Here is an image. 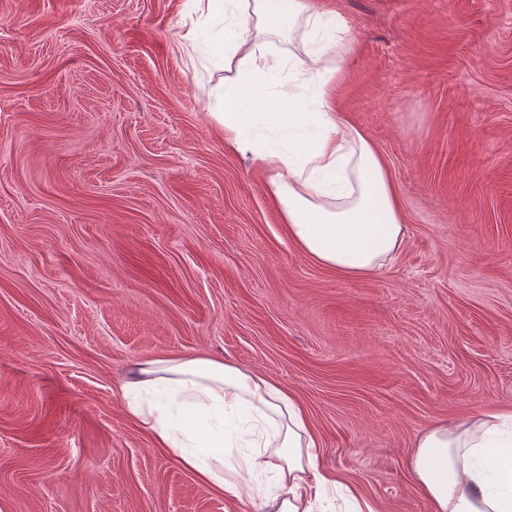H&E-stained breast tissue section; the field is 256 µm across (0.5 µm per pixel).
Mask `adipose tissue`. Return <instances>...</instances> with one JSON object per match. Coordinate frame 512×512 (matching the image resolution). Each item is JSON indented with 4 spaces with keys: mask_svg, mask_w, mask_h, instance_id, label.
<instances>
[{
    "mask_svg": "<svg viewBox=\"0 0 512 512\" xmlns=\"http://www.w3.org/2000/svg\"><path fill=\"white\" fill-rule=\"evenodd\" d=\"M198 11H230L239 21L224 44V94L213 116L224 145L253 153L270 204L295 246L343 276L381 268L404 243L403 211L373 141L332 102V87L353 50L346 25L328 48L285 56L275 38L317 28L312 0H193ZM289 71L281 98L262 87ZM320 89L318 105L295 92L301 76ZM288 135L287 147L259 140V126ZM128 410L158 447L230 502L260 494V472L278 475L276 512H318L336 486L322 469L321 442L296 398L269 378L209 357L145 363L121 387ZM410 468L430 512H512V409L419 435Z\"/></svg>",
    "mask_w": 512,
    "mask_h": 512,
    "instance_id": "obj_1",
    "label": "adipose tissue"
}]
</instances>
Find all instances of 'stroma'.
<instances>
[{
    "label": "stroma",
    "instance_id": "1",
    "mask_svg": "<svg viewBox=\"0 0 512 512\" xmlns=\"http://www.w3.org/2000/svg\"><path fill=\"white\" fill-rule=\"evenodd\" d=\"M315 2L402 201L361 277L298 250L225 148L230 16L193 46L187 0H0V512H268L131 419L117 387L159 357L288 390L377 512H429L416 436L512 407V0Z\"/></svg>",
    "mask_w": 512,
    "mask_h": 512
}]
</instances>
